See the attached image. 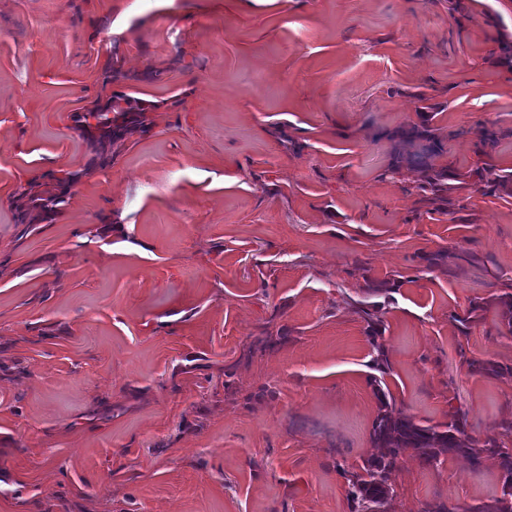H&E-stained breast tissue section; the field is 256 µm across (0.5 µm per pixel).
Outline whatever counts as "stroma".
Returning a JSON list of instances; mask_svg holds the SVG:
<instances>
[{"label": "stroma", "instance_id": "obj_1", "mask_svg": "<svg viewBox=\"0 0 512 512\" xmlns=\"http://www.w3.org/2000/svg\"><path fill=\"white\" fill-rule=\"evenodd\" d=\"M511 278L512 0H0V512H353L381 401L512 421ZM503 477L409 450L385 512ZM112 112L115 114L113 117L109 116ZM112 112L94 107L85 113L84 120L85 122L88 118L96 120V126L102 131V135L112 141V139L121 138L129 124L137 121V118L131 112L118 109H112Z\"/></svg>", "mask_w": 512, "mask_h": 512}]
</instances>
